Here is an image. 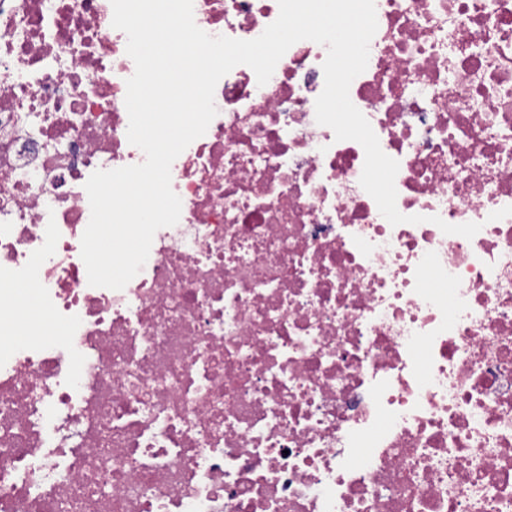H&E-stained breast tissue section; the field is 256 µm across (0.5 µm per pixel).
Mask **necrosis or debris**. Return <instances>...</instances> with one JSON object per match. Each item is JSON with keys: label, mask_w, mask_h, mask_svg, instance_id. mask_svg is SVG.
I'll return each mask as SVG.
<instances>
[{"label": "necrosis or debris", "mask_w": 512, "mask_h": 512, "mask_svg": "<svg viewBox=\"0 0 512 512\" xmlns=\"http://www.w3.org/2000/svg\"><path fill=\"white\" fill-rule=\"evenodd\" d=\"M350 85L398 160L319 125L326 46L233 68L173 162L178 223L120 290L81 258L137 165L111 0H0V512H512V0H375ZM251 40L278 0H193ZM475 222L470 239L431 216Z\"/></svg>", "instance_id": "obj_1"}]
</instances>
